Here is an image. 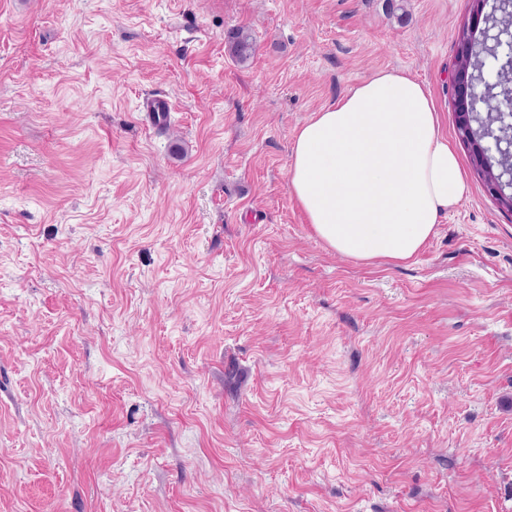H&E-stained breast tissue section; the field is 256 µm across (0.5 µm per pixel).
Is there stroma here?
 I'll return each instance as SVG.
<instances>
[{
  "label": "stroma",
  "instance_id": "obj_1",
  "mask_svg": "<svg viewBox=\"0 0 512 512\" xmlns=\"http://www.w3.org/2000/svg\"><path fill=\"white\" fill-rule=\"evenodd\" d=\"M472 9L0 0V512H512V214L451 94ZM386 68L430 88L468 193L364 266L287 172ZM225 41L232 57L240 63H246L254 54V40L251 35L242 28H234L227 32Z\"/></svg>",
  "mask_w": 512,
  "mask_h": 512
}]
</instances>
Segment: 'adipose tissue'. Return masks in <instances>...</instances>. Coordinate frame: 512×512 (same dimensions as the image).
<instances>
[{"instance_id":"adipose-tissue-1","label":"adipose tissue","mask_w":512,"mask_h":512,"mask_svg":"<svg viewBox=\"0 0 512 512\" xmlns=\"http://www.w3.org/2000/svg\"><path fill=\"white\" fill-rule=\"evenodd\" d=\"M290 189L314 234L362 264L402 265L468 192L429 87L382 69L298 130Z\"/></svg>"}]
</instances>
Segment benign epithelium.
<instances>
[{
	"label": "benign epithelium",
	"mask_w": 512,
	"mask_h": 512,
	"mask_svg": "<svg viewBox=\"0 0 512 512\" xmlns=\"http://www.w3.org/2000/svg\"><path fill=\"white\" fill-rule=\"evenodd\" d=\"M485 0H475L469 26L456 41L452 76V98L458 139L470 151L473 171L483 182L487 193L501 209L512 213V85L502 75L512 70V55L497 72L491 83L483 73L476 72V31L489 42L488 55L497 57L502 46L512 48V0H496L494 11L506 17L501 25L495 16L483 13ZM488 102L495 111L480 117L474 107Z\"/></svg>",
	"instance_id": "benign-epithelium-1"
}]
</instances>
